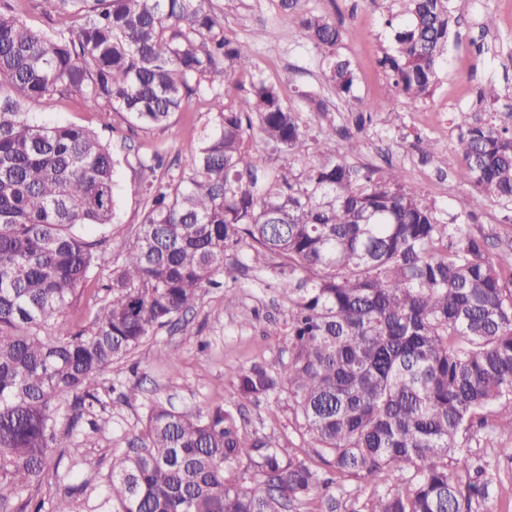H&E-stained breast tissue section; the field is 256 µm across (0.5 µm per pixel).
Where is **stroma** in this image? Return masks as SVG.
<instances>
[{"mask_svg":"<svg viewBox=\"0 0 512 512\" xmlns=\"http://www.w3.org/2000/svg\"><path fill=\"white\" fill-rule=\"evenodd\" d=\"M206 2L222 16L225 36L249 43L252 49L249 63L221 84L227 96L237 101L248 97L256 76L275 84L283 101L296 108L301 105L296 88L311 91L326 102L337 125L350 128L351 137L342 147L349 150L353 162L379 165L391 160L401 168L405 188L442 207L471 196L470 187L438 179L431 168L420 165L414 145L420 135L454 145L459 126L488 118L494 106L512 107V0H460L458 22L448 41V60L438 72L432 97L424 102L392 99L388 79L378 64L392 45L393 32L385 20L402 13L403 0H297L299 11L329 16L345 31L340 51L356 73L353 94L346 99L338 98L326 83L320 54L296 37L278 0ZM477 38L485 42L480 54L472 45ZM490 82L500 89L494 106L479 100L480 90ZM375 101L384 103V110L375 114L370 126L354 129L353 116ZM26 110L41 124H75L94 130L109 145L118 162L114 221L104 227L83 226L79 232L89 238L110 236L115 253L135 234L144 209L137 157L158 151L176 165L187 164V145L197 139L211 116L210 98L201 94L192 96L185 111L175 114L168 126L148 130H129L120 114L105 107L89 109L74 95L46 99L27 105ZM469 230L486 236L491 252L512 248V223L504 221L501 206L492 199L479 197ZM109 275V268L93 269L61 314V321L90 328L112 300L101 288ZM268 277L267 271L249 270L244 276L248 287L237 291L233 309L224 306V290L204 292L194 312L178 326L160 331L130 359L114 364L100 389L105 424L89 434L83 461L76 463L68 455L53 452L48 474L37 488L39 495L47 499L68 496L84 512H95L106 492L104 477L112 457L137 434L144 414L140 404H114V382L139 383L145 398L168 400L178 407L235 403L232 371L274 360L288 348L287 337L266 333L269 322L288 319L287 302L264 285ZM160 346L173 353L174 362L157 358ZM243 414L247 435L268 436L299 457H312V449L295 429L287 401L249 404ZM467 445L476 470L468 474L450 465L453 480L482 488V512H512V462L502 454L503 449L512 448V434L498 429L492 417L471 433Z\"/></svg>","mask_w":512,"mask_h":512,"instance_id":"obj_1","label":"stroma"}]
</instances>
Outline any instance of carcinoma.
Wrapping results in <instances>:
<instances>
[{"label":"carcinoma","instance_id":"obj_1","mask_svg":"<svg viewBox=\"0 0 512 512\" xmlns=\"http://www.w3.org/2000/svg\"><path fill=\"white\" fill-rule=\"evenodd\" d=\"M0 0V480L43 481L54 449L83 458L79 419L100 403L102 374L173 327L208 288L260 263L288 300V360L232 372L239 399L281 400L325 468L265 436L241 409L144 405L136 443L112 456L98 512H301L320 498L336 512L341 479L374 485L366 512H475L448 460L466 467L459 437L500 411L512 433V248L490 253L467 230L474 200L450 213L406 189L401 171L357 165L332 149L335 120L316 94L310 116L257 78L235 104L214 83L248 63L251 46L224 35L205 0H42L49 34ZM300 40L323 57L326 82L352 94L343 30L279 0ZM454 0H404L379 65L394 96L432 93L446 63ZM211 94L212 118L191 163L164 178L157 153L138 159L145 206L90 332L56 318L107 239L79 236L113 222L116 165L85 127L45 125L27 103L78 94L132 126H166L190 96ZM421 164L495 199L512 221V108L459 127L453 149L417 138ZM262 153L284 155L261 168ZM74 415L59 433L55 401ZM405 473L402 490L379 484ZM21 512H77L73 500L28 496Z\"/></svg>","mask_w":512,"mask_h":512}]
</instances>
